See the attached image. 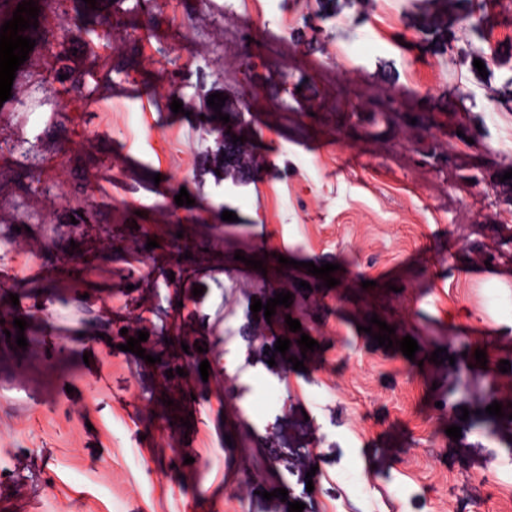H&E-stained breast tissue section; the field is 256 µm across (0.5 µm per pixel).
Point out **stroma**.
<instances>
[{"instance_id":"1","label":"stroma","mask_w":512,"mask_h":512,"mask_svg":"<svg viewBox=\"0 0 512 512\" xmlns=\"http://www.w3.org/2000/svg\"><path fill=\"white\" fill-rule=\"evenodd\" d=\"M183 2L155 15L157 39L110 56L98 49L108 21L137 33L147 21L133 0H78L47 17L81 30L74 64L111 73L116 86L88 106L86 135L66 124L48 134L68 181L111 157L96 173L101 222L131 227L163 208L179 217L167 233L209 251L191 258V277L160 289V312L144 322L138 291L121 277L139 255L106 257L81 297L34 255L54 235L32 225L0 285V304L18 295L28 339L20 350L0 345V448L12 454L0 503L10 512H288L294 501L303 512H512L502 470L512 397L497 394L512 385V370H500L512 361V262L494 240L485 265L465 260L478 225L512 217V33L472 31L473 0H288L274 19L268 0H210L191 15ZM245 18L260 58L247 107L224 57L226 32ZM175 69L192 96L187 115L170 108ZM216 92L226 97L219 120L207 103ZM395 93L402 112L357 122ZM422 114L440 149L483 170L486 185L419 163L412 120ZM183 189L192 205L176 204ZM226 210L236 221L223 220ZM271 252L286 264L251 268ZM309 262L335 264L336 286H322ZM280 292L318 347L272 360L288 327L251 305ZM187 296L196 314L180 307ZM105 301L129 336L148 333L157 349L172 330L204 343L199 360L222 364L225 383L195 376L187 390L165 387L156 365L106 342ZM374 316L395 339L417 341L414 358L365 333ZM58 341L71 350L53 402L37 385L15 398L14 368L56 358ZM439 348L454 363H434ZM300 355L301 371L291 363ZM497 400L499 418L485 412ZM247 401L244 418L237 407ZM172 404L189 426L159 423ZM456 424L457 440L446 434ZM363 462L373 479L361 477Z\"/></svg>"}]
</instances>
